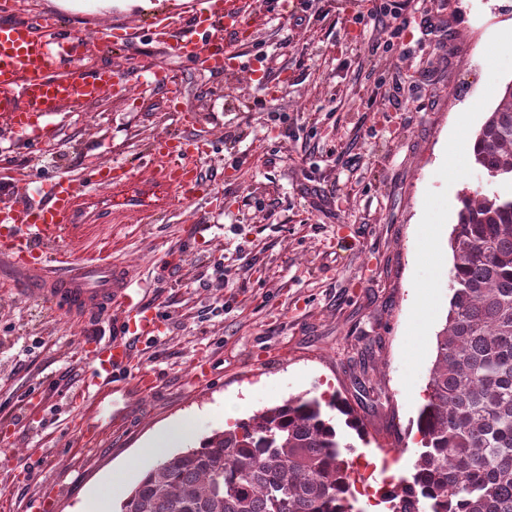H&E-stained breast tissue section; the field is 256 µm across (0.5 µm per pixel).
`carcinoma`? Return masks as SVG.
<instances>
[{
	"label": "carcinoma",
	"mask_w": 512,
	"mask_h": 512,
	"mask_svg": "<svg viewBox=\"0 0 512 512\" xmlns=\"http://www.w3.org/2000/svg\"><path fill=\"white\" fill-rule=\"evenodd\" d=\"M473 162L487 188L461 200L419 446L410 476L380 493L389 512H512V82L475 135ZM336 412L366 435L340 395L292 396L158 463L123 512H353Z\"/></svg>",
	"instance_id": "1"
}]
</instances>
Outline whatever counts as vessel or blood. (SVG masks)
Listing matches in <instances>:
<instances>
[{"instance_id":"vessel-or-blood-1","label":"vessel or blood","mask_w":512,"mask_h":512,"mask_svg":"<svg viewBox=\"0 0 512 512\" xmlns=\"http://www.w3.org/2000/svg\"><path fill=\"white\" fill-rule=\"evenodd\" d=\"M193 26L183 30L175 19L161 17L149 29L153 40L167 43L210 71L235 69L242 47L253 44L265 24L257 0H193ZM18 0H0V124L27 131L35 148L52 135L47 117L77 108L105 93L127 92L125 74L109 66L85 65V57L104 51L111 32L85 37L59 24L19 19ZM197 142L171 145L167 138L151 142L139 184L119 163L90 164L84 179L59 175L43 184L36 195L13 182L10 196L0 198V252L18 268L44 276L32 297H45L75 312L116 307L115 336L85 348L90 362L82 392L100 388L127 369L132 360L131 337H152L159 330L157 311L138 300L126 267L109 262L68 265L61 248L75 225L94 223L96 197L87 185L104 190L120 202L113 223L141 208L159 210L189 199L202 183Z\"/></svg>"}]
</instances>
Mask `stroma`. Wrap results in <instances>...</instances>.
Segmentation results:
<instances>
[{
    "mask_svg": "<svg viewBox=\"0 0 512 512\" xmlns=\"http://www.w3.org/2000/svg\"><path fill=\"white\" fill-rule=\"evenodd\" d=\"M376 0H309L282 14L260 0L266 24L243 47L237 72L205 70L145 33L155 15L187 20L191 9L153 13L60 11L31 0L24 17L91 34L135 28L99 62L124 72L134 92L54 116L55 143L32 150L0 126V176L39 187L88 160L123 163L140 179L157 136L209 141L204 184L190 200L115 224L109 212L80 225L64 250L138 269L141 297L160 316L157 341L134 344L125 380L89 402L77 392L88 363L82 337L107 339L112 321L81 329L74 315L26 297L25 276L0 254V512H35L56 497L72 512L96 490L120 512L138 484L113 471L138 460L141 442L181 426L167 451L199 446L238 419L309 391L339 394L364 416L358 438L338 424L362 479V512H387L378 490L410 476L417 411L448 312L452 252L417 258L419 228L443 210L456 223L464 190L486 183L471 160L455 178L448 143L475 133L512 80V0H411L414 20L397 49L373 15ZM280 76L277 89L250 80L255 59ZM176 82L178 108L141 86L149 70ZM432 284L430 304L415 292ZM208 361L209 382L194 368ZM371 370L383 392L372 403L358 382ZM148 374L142 388L136 375Z\"/></svg>",
    "mask_w": 512,
    "mask_h": 512,
    "instance_id": "35a3bbf8",
    "label": "stroma"
}]
</instances>
